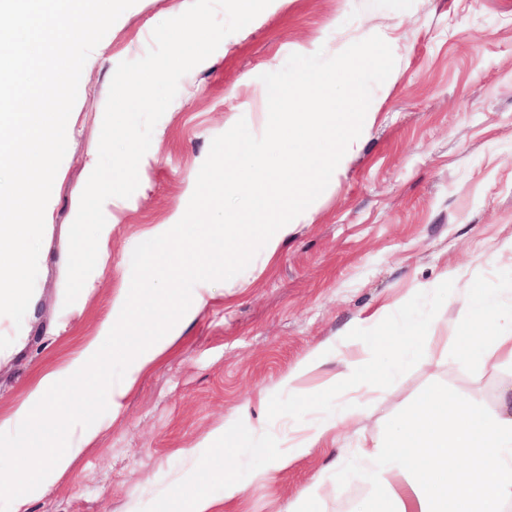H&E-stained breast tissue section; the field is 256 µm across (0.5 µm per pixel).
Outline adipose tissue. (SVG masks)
<instances>
[{
    "mask_svg": "<svg viewBox=\"0 0 512 512\" xmlns=\"http://www.w3.org/2000/svg\"><path fill=\"white\" fill-rule=\"evenodd\" d=\"M384 59L372 45H352L336 68L302 70L289 85L264 88L261 136L225 130L215 153L235 157L233 172L220 174L208 163L189 179L186 204L149 230L158 254L145 256L138 280L115 290L95 336L43 370L12 412L0 416V432L31 433L18 453L19 469L0 470V496L12 512H28L32 497L68 472L95 436L81 407L85 394L104 392L120 409L183 323L212 300L213 272L247 263L252 241L272 259L310 217L377 121L366 77L384 76ZM270 139L279 146L272 159L265 155ZM111 238V225H93L92 265L71 268L79 290L92 287L110 264ZM185 281L195 285L192 296L181 289ZM463 290L470 326L456 332L461 358L485 353L512 364V308L502 307L498 291L473 283ZM115 350L126 364L117 380L107 372ZM60 431L64 440L54 441ZM366 455L372 493L358 512H505L512 502V408L505 405L489 411L473 397L425 392Z\"/></svg>",
    "mask_w": 512,
    "mask_h": 512,
    "instance_id": "adipose-tissue-1",
    "label": "adipose tissue"
}]
</instances>
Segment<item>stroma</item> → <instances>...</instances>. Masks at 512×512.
Listing matches in <instances>:
<instances>
[{"label":"stroma","instance_id":"35a3bbf8","mask_svg":"<svg viewBox=\"0 0 512 512\" xmlns=\"http://www.w3.org/2000/svg\"><path fill=\"white\" fill-rule=\"evenodd\" d=\"M190 0H136L97 45L67 124V151L56 174L45 221L50 256L39 264L42 320L26 351L0 370V414H8L37 374L95 335L113 292L138 279L155 252L147 229L184 205L189 176L212 156L225 128L260 133L261 88L285 84L299 69L333 65L353 43L395 39L396 78L367 85L379 116L310 219L297 225L261 270L217 274L216 296L183 324L160 362L113 412L98 397L91 415L102 427L70 472L34 498L29 512H169L193 489L192 477L219 454L206 437L224 428L233 438L230 472L239 495L225 499L212 483L214 512H287L315 478L335 477L363 440L382 439L404 404L424 391L477 396L497 409L512 385V366L460 361L454 345L418 349L395 370L389 394L376 378L352 391L329 387L371 337L383 367L392 339L438 315L464 321L460 302L445 301V273L504 289L512 304V0H275L272 10L227 36L179 82L156 124L139 186L113 198L109 212L89 211L88 224H112V264L80 309L54 323L70 286L59 256L72 244L75 203L90 200L89 152L97 150L102 114L117 65L144 56L162 21ZM388 307L385 322L370 315ZM326 356L306 383L318 392L292 411L282 380L315 349ZM357 397L365 414L277 470L270 449L286 448L305 421L335 419Z\"/></svg>","mask_w":512,"mask_h":512}]
</instances>
